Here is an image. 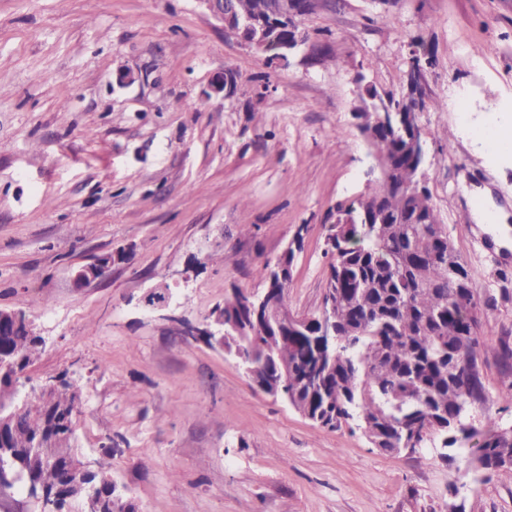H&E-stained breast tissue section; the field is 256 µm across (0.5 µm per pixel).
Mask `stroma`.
Instances as JSON below:
<instances>
[{
  "label": "stroma",
  "mask_w": 512,
  "mask_h": 512,
  "mask_svg": "<svg viewBox=\"0 0 512 512\" xmlns=\"http://www.w3.org/2000/svg\"><path fill=\"white\" fill-rule=\"evenodd\" d=\"M300 27L280 61L197 0H0V309L32 301L44 344L28 374L77 379V446L111 450L139 512H512V480L471 453L433 438L391 454L322 428L183 333L232 289L262 291L263 263L298 232L288 306L319 313L327 214L373 162L359 84L405 97L416 55L427 186L481 305L487 401L470 421L512 426V246L465 193L487 187L512 211V0H323ZM163 284L170 319L137 307ZM124 254H113L107 257V261L94 259L91 263L82 266L75 274L74 281L77 286L102 277L105 272L116 262L124 259Z\"/></svg>",
  "instance_id": "1"
}]
</instances>
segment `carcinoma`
Segmentation results:
<instances>
[{
  "mask_svg": "<svg viewBox=\"0 0 512 512\" xmlns=\"http://www.w3.org/2000/svg\"><path fill=\"white\" fill-rule=\"evenodd\" d=\"M234 16L248 19L241 37L257 40L259 52L288 44L283 0H227ZM380 173L358 197L335 206L327 240L333 247L326 288L334 306L326 322L296 330L288 322L286 290L272 263L261 275L283 315L274 324L251 326L230 340L241 347L258 377L277 380V368L294 372L289 382L293 406L337 430L354 424L368 441L388 453L403 451L404 439L421 446L431 436L443 447L466 448L478 437L479 450L512 459V427L481 432L469 422L476 409L483 371L479 320L467 321L472 297L470 271L435 207L431 193L417 184L416 165L392 128L376 129L367 141ZM239 290L224 298V322L249 317ZM27 331L0 324V418L16 419L0 433V449L12 452L14 468L24 467L45 490L59 497L66 512L70 494L63 466L76 444L75 421L57 427L51 441L47 408L32 401L15 412L25 376L41 350ZM110 454L98 458V472L86 477L88 490L108 491Z\"/></svg>",
  "mask_w": 512,
  "mask_h": 512,
  "instance_id": "obj_1",
  "label": "carcinoma"
}]
</instances>
